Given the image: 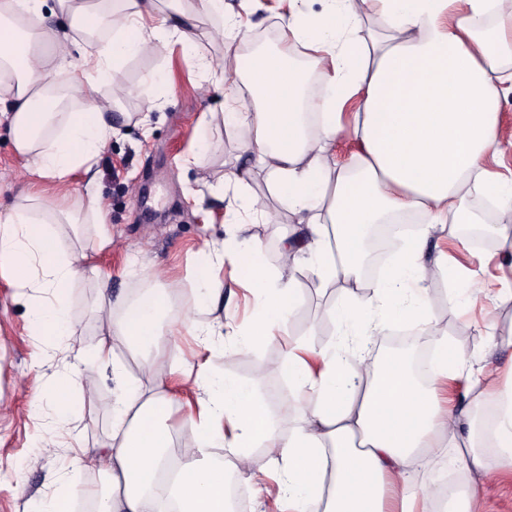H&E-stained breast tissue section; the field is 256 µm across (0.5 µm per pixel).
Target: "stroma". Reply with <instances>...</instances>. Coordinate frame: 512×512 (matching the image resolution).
<instances>
[{
    "mask_svg": "<svg viewBox=\"0 0 512 512\" xmlns=\"http://www.w3.org/2000/svg\"><path fill=\"white\" fill-rule=\"evenodd\" d=\"M322 10V0H224L223 15L214 19L224 29L223 40L201 34L197 51L157 40L148 52L90 86H75L71 67L61 68L57 80L65 85L73 109L95 98L112 101L116 111L127 115L96 163L95 189L105 207L112 242L101 246L98 227L85 213V176L74 172L62 207L75 223L77 252L85 254L99 273L72 283L65 302L72 334L46 357L39 354L42 341L29 336L28 321L33 307L51 300V292L35 290L29 299L17 300L8 272H0V512H31L61 492L73 493L81 502L87 490L109 489L103 473L72 469L70 460L79 449L97 448L112 432L111 372L84 369L70 423L49 427L56 383L75 364L76 351L92 348L101 338L99 304L106 288L116 309L146 290L174 288L178 303L171 319L224 324L223 349L209 354L193 336H176L153 368L121 340H113L114 357L131 378L146 386L162 384L168 382L171 369L206 364L213 380L232 378L250 385L278 434L287 435L290 426L281 422L280 411L293 394L282 374L288 348L300 344L319 350L339 341L341 330L328 309L342 300L345 290L306 267L293 270L296 304L286 333L257 338L249 348L239 342L257 318L261 293L245 286L232 266L221 273L223 310L196 309L198 250L204 243L219 246L243 235L257 237L255 262L276 278L283 272L284 237L305 233L287 203L270 190L267 171L243 136L244 121L225 119L223 75L203 70L198 58L220 59L227 67L248 71L256 52L278 49L290 15L311 18ZM232 174L241 178V185H224V177ZM38 182L16 153L8 125L1 124L0 212ZM218 185L224 188L220 199L213 194ZM246 194L259 199L272 222L243 208ZM465 205L482 216L483 240L475 242L460 232L429 244L425 260L434 275L426 284L431 298L428 329L447 337L472 361L497 367L503 376L512 368V349L502 345L503 339L512 337V301L499 306L490 302L481 310L449 304L458 281L436 264L439 252H447L451 264L468 270L471 289L499 288L503 276L512 280V271L498 267L501 237L512 236V227L502 228L482 194H467ZM50 430L55 446L40 447V437ZM248 455L250 467L238 477L246 512H279L277 486L263 472L271 448H252ZM475 485L484 512H512V478L502 474L495 454H488L486 470L476 476Z\"/></svg>",
    "mask_w": 512,
    "mask_h": 512,
    "instance_id": "obj_1",
    "label": "stroma"
}]
</instances>
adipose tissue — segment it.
Instances as JSON below:
<instances>
[{"instance_id": "ef3b65f1", "label": "adipose tissue", "mask_w": 512, "mask_h": 512, "mask_svg": "<svg viewBox=\"0 0 512 512\" xmlns=\"http://www.w3.org/2000/svg\"><path fill=\"white\" fill-rule=\"evenodd\" d=\"M152 9L153 0H122L116 10L85 0H0V68L14 75L0 83V115L9 119L14 148L61 186L83 170L87 209L98 224L106 218L94 165L114 133L112 104L56 112L48 91L62 59L78 56L83 75H103L149 51L160 31L196 50L195 14L169 16L156 28L145 24ZM372 13L384 18L382 32L357 38ZM99 29L110 38L95 50L82 49L79 33ZM296 42L308 50L313 69L327 76L330 93L320 102L309 101L305 78L290 62ZM509 62L512 0H329L310 20L289 17L281 51L254 58L251 100L233 99L231 107L235 114L247 110L248 140L310 231L305 244L285 245L286 265L303 264L322 280L346 284L358 278L369 226L418 212L427 222L405 241L370 299L349 295L334 306L345 336L340 347L289 348L284 371L305 396L289 436L278 435L248 386L224 381L205 389L194 410L200 456L180 462L166 487L156 476L169 461L166 421L175 390L132 382L114 361L112 341L135 350L162 348L175 292L146 291L118 316L111 296H104V336L82 360L112 372L118 392L112 435L92 457L75 460L112 477L99 512H160L165 499L175 500L177 512H228V472L212 451L229 436L239 448H275L269 465L285 512H414L408 503L395 508L398 483L438 459L469 475L483 472L491 447L502 468L512 469V381L498 391V417L486 430L472 412L440 411L434 390L413 379L401 356L376 359L370 348L385 326L427 323L425 248L434 233L478 223L464 204L469 188L490 195L502 222L512 223V179L496 178L488 167L489 157L499 154L502 73ZM353 99L358 106L351 121H343ZM343 136L359 145L344 163L335 155ZM58 209V196L38 189L0 214V269L8 270L17 295L41 287L54 296L28 322L29 334L42 339L69 335L65 295L82 274L71 237L46 220ZM202 253L196 308L220 304L219 274L229 262L263 292L253 335L285 329L296 303L292 280L270 277L248 248Z\"/></svg>"}]
</instances>
